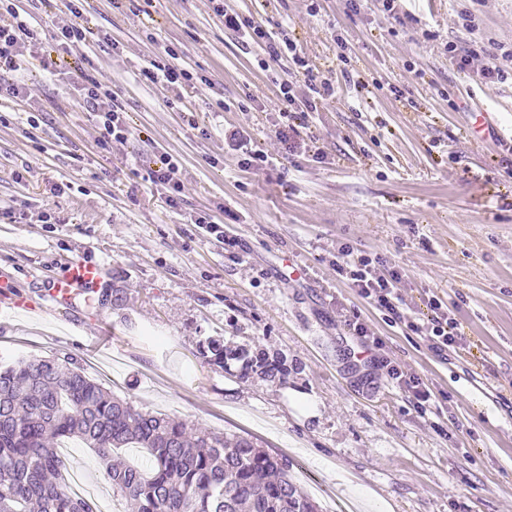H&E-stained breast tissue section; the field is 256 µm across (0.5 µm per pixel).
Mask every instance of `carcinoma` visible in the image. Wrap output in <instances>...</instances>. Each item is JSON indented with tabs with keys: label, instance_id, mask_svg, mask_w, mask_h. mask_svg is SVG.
Returning <instances> with one entry per match:
<instances>
[{
	"label": "carcinoma",
	"instance_id": "carcinoma-1",
	"mask_svg": "<svg viewBox=\"0 0 512 512\" xmlns=\"http://www.w3.org/2000/svg\"><path fill=\"white\" fill-rule=\"evenodd\" d=\"M207 364L240 363L284 383L283 358L261 349L199 347ZM78 440L107 461L112 487L137 512H318L296 484L288 460L252 439L198 431L162 413H143L88 378L70 357L0 365V512H95L65 483L58 447ZM143 448L150 466L121 458Z\"/></svg>",
	"mask_w": 512,
	"mask_h": 512
}]
</instances>
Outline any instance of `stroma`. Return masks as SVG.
Here are the masks:
<instances>
[{"label":"stroma","mask_w":512,"mask_h":512,"mask_svg":"<svg viewBox=\"0 0 512 512\" xmlns=\"http://www.w3.org/2000/svg\"><path fill=\"white\" fill-rule=\"evenodd\" d=\"M18 5L52 47L64 0ZM224 7L286 32L333 86L292 115L295 153L278 152L279 85L307 95L303 69L225 29L210 0H85L93 37L61 69L112 87L132 130L124 144L101 145L93 115L39 58L0 74L28 88L0 97V276L30 303L0 307V360L69 355L136 408L251 438L288 458L322 512L334 496L364 512H512V82L448 56L452 44L511 46L512 0ZM162 45L195 87L142 76ZM233 126L276 165L247 170L225 154ZM165 153L182 166L175 209L148 179ZM205 214L235 247L201 236ZM344 244L401 272L405 314L430 316L440 300L461 342L435 345L359 296L331 266ZM79 259L105 263L106 300L52 308L48 289ZM356 318L372 339L354 336ZM211 336L282 356L287 382L209 366L198 348ZM366 356L418 378L430 411L360 365ZM66 458L98 512H129L89 448L71 441Z\"/></svg>","instance_id":"1"}]
</instances>
